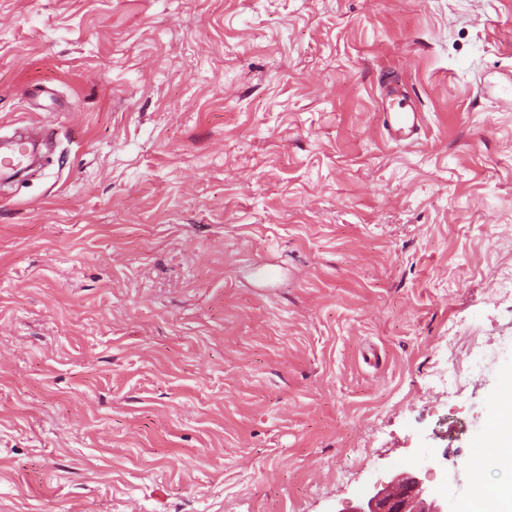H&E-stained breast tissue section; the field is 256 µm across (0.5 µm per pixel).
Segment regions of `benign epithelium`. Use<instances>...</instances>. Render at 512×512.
I'll return each mask as SVG.
<instances>
[{"mask_svg":"<svg viewBox=\"0 0 512 512\" xmlns=\"http://www.w3.org/2000/svg\"><path fill=\"white\" fill-rule=\"evenodd\" d=\"M341 512H444L441 491L428 486L411 470L400 475L394 486L376 492L360 505Z\"/></svg>","mask_w":512,"mask_h":512,"instance_id":"7a95c632","label":"benign epithelium"}]
</instances>
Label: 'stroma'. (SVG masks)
Here are the masks:
<instances>
[{
  "label": "stroma",
  "mask_w": 512,
  "mask_h": 512,
  "mask_svg": "<svg viewBox=\"0 0 512 512\" xmlns=\"http://www.w3.org/2000/svg\"><path fill=\"white\" fill-rule=\"evenodd\" d=\"M31 123L0 512H341L415 465L472 496L512 391V0H0V140ZM454 336L485 367L448 398ZM388 97H394L393 101L398 100L397 108L393 112L390 109L384 112V126L389 138L398 144L411 143L420 125L421 113L416 105L405 102V96L397 88H391Z\"/></svg>",
  "instance_id": "obj_1"
}]
</instances>
